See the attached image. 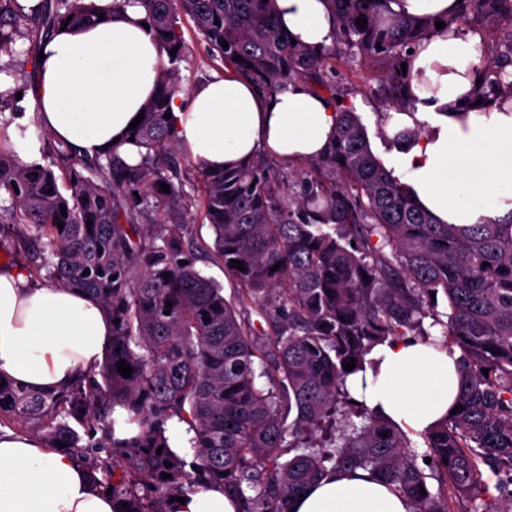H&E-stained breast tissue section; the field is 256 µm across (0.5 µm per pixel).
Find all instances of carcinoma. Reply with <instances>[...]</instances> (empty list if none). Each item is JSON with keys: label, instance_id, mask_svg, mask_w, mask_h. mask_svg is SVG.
<instances>
[{"label": "carcinoma", "instance_id": "obj_1", "mask_svg": "<svg viewBox=\"0 0 512 512\" xmlns=\"http://www.w3.org/2000/svg\"><path fill=\"white\" fill-rule=\"evenodd\" d=\"M133 1L162 47L176 49L131 130L138 163L116 148L82 158L40 125L43 162L25 163L9 132L21 107L8 117L0 111V224L16 232L30 273L95 297L112 320L101 364L68 386L35 391L0 376V427L47 448L63 445L97 490L110 488L112 499L127 504L121 512H172L171 499L204 485L224 487L242 512H288L289 498L328 462L383 477L411 512H451L449 501L461 492L469 494L467 512H512V211L474 224L440 222L373 154L350 108L338 110L332 140L305 161L296 191L262 154L220 171L198 164L191 184L173 119L165 118L184 92L186 17L211 60L265 94L299 81L333 99L331 61L358 54L374 65L382 98L400 114L408 103L401 64L436 24L393 13L389 0H327L336 36L314 49L291 43L274 0H113L112 7ZM96 11L95 0H38L27 12L19 0H0V54L25 36L35 64L43 38L68 18L91 21ZM496 19L507 27L481 59L484 105L512 98V0H461L443 19L448 31L479 35ZM193 205L212 229L211 246L172 221ZM202 249L235 282L233 300L196 267ZM233 260L246 270L231 267ZM439 293L447 298L443 314L432 298ZM248 304L274 327L271 366L259 372L252 325L236 312ZM426 318L444 327V348L461 351L462 370L458 411L422 433L423 457L431 459L423 469L402 428L351 402L346 381L363 370L374 345L428 335ZM122 359L129 377L117 370ZM350 360L355 367L347 371ZM338 415L362 423L313 442ZM174 419L192 434L187 457L170 449ZM285 442L302 452L282 462L277 449ZM494 490L509 496L508 506Z\"/></svg>", "mask_w": 512, "mask_h": 512}]
</instances>
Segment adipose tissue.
<instances>
[{
	"label": "adipose tissue",
	"mask_w": 512,
	"mask_h": 512,
	"mask_svg": "<svg viewBox=\"0 0 512 512\" xmlns=\"http://www.w3.org/2000/svg\"><path fill=\"white\" fill-rule=\"evenodd\" d=\"M102 21L70 26L43 40L36 108L44 129L87 158L104 155L153 95L168 57L134 4ZM279 21L296 41L331 45L334 21L325 0H275ZM477 38L436 31L407 59V94L431 130L392 165L418 200L448 224H472L512 211V99L478 106L482 76ZM178 143L198 163L221 169L257 152L282 162L318 154L334 133L337 112L302 82L264 95L235 71L174 97ZM112 327L97 300L54 285L31 284L19 269L0 271V375L34 390L69 384L98 365ZM461 354L414 337L387 341L366 357L347 388L356 401L415 432L448 414L460 393ZM289 512H409V502L368 471L327 472L290 499ZM97 491L73 457L33 437L0 432V512H120ZM174 512H240L212 486L187 494Z\"/></svg>",
	"instance_id": "1"
}]
</instances>
